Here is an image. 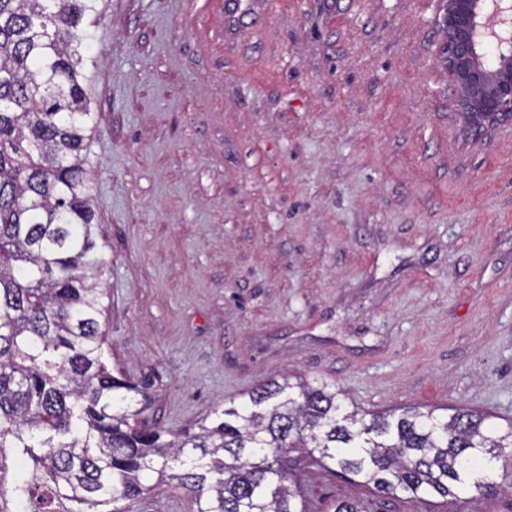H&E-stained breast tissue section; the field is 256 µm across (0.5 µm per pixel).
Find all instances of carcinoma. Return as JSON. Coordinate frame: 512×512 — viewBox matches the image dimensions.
Wrapping results in <instances>:
<instances>
[{"label":"carcinoma","instance_id":"cac0c4a2","mask_svg":"<svg viewBox=\"0 0 512 512\" xmlns=\"http://www.w3.org/2000/svg\"><path fill=\"white\" fill-rule=\"evenodd\" d=\"M103 0H0V512H115L175 485L194 512H306L291 453L392 496L446 500L512 478V423L466 408L368 415L326 381L259 385L197 430L149 419L112 374L87 149L88 28Z\"/></svg>","mask_w":512,"mask_h":512}]
</instances>
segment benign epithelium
<instances>
[{"label":"benign epithelium","instance_id":"7a95c632","mask_svg":"<svg viewBox=\"0 0 512 512\" xmlns=\"http://www.w3.org/2000/svg\"><path fill=\"white\" fill-rule=\"evenodd\" d=\"M440 59L463 116L512 114V0H443Z\"/></svg>","mask_w":512,"mask_h":512}]
</instances>
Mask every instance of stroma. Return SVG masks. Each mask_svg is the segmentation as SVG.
Listing matches in <instances>:
<instances>
[{
	"instance_id": "obj_1",
	"label": "stroma",
	"mask_w": 512,
	"mask_h": 512,
	"mask_svg": "<svg viewBox=\"0 0 512 512\" xmlns=\"http://www.w3.org/2000/svg\"><path fill=\"white\" fill-rule=\"evenodd\" d=\"M105 0L87 93L112 371L181 431L267 380L512 422V124L468 140L439 0ZM301 470L309 512H512ZM127 512H193L164 487Z\"/></svg>"
}]
</instances>
